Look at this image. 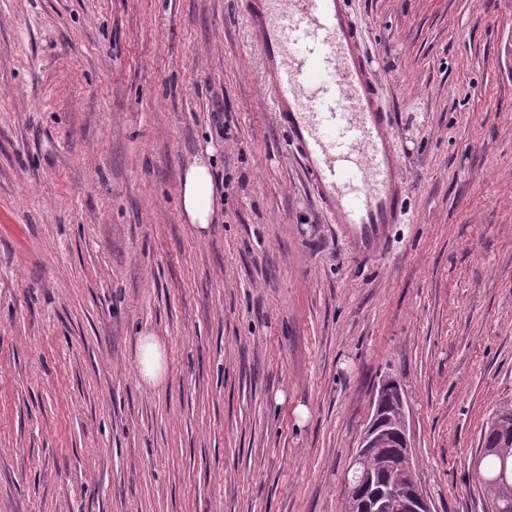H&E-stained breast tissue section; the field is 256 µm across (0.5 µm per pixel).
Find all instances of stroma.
I'll use <instances>...</instances> for the list:
<instances>
[{
    "mask_svg": "<svg viewBox=\"0 0 512 512\" xmlns=\"http://www.w3.org/2000/svg\"><path fill=\"white\" fill-rule=\"evenodd\" d=\"M406 184L315 199L245 0H0V512H345L382 379L435 512L512 397V0H346ZM220 186L205 237L187 165ZM167 374H138L140 336ZM181 208L197 234L208 230L216 211V190L208 162L200 158L188 166L181 189ZM142 379L152 385H158L166 377L165 346L160 337L152 333L141 337L137 356Z\"/></svg>",
    "mask_w": 512,
    "mask_h": 512,
    "instance_id": "1",
    "label": "stroma"
}]
</instances>
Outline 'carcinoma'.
<instances>
[{"label": "carcinoma", "instance_id": "carcinoma-1", "mask_svg": "<svg viewBox=\"0 0 512 512\" xmlns=\"http://www.w3.org/2000/svg\"><path fill=\"white\" fill-rule=\"evenodd\" d=\"M378 408V437L367 459L372 491L388 492L385 512H405L407 494L417 481L415 464L401 454L398 440L399 405L396 385ZM482 447L488 449L479 470V480L489 512H512V401L501 402L486 422Z\"/></svg>", "mask_w": 512, "mask_h": 512}]
</instances>
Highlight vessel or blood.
Listing matches in <instances>:
<instances>
[{
  "label": "vessel or blood",
  "instance_id": "obj_1",
  "mask_svg": "<svg viewBox=\"0 0 512 512\" xmlns=\"http://www.w3.org/2000/svg\"><path fill=\"white\" fill-rule=\"evenodd\" d=\"M249 46L321 209L370 257L401 214L391 113L345 0H248Z\"/></svg>",
  "mask_w": 512,
  "mask_h": 512
}]
</instances>
